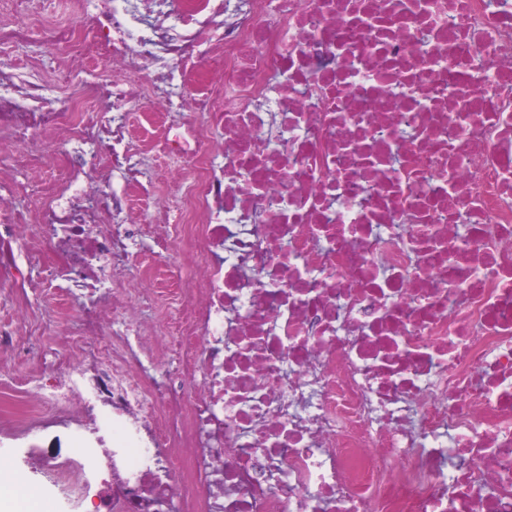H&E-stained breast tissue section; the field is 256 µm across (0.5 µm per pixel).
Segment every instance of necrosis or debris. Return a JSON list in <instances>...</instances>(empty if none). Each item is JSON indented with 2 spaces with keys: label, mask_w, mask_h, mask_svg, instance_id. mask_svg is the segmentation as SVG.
Returning a JSON list of instances; mask_svg holds the SVG:
<instances>
[{
  "label": "necrosis or debris",
  "mask_w": 512,
  "mask_h": 512,
  "mask_svg": "<svg viewBox=\"0 0 512 512\" xmlns=\"http://www.w3.org/2000/svg\"><path fill=\"white\" fill-rule=\"evenodd\" d=\"M7 5L0 47L100 72L57 104L0 62L33 202L0 208V288L37 248L68 313L14 426L131 428L112 512H512V0ZM134 110L192 132L150 264L112 221ZM39 463L75 494L98 467Z\"/></svg>",
  "instance_id": "obj_1"
}]
</instances>
